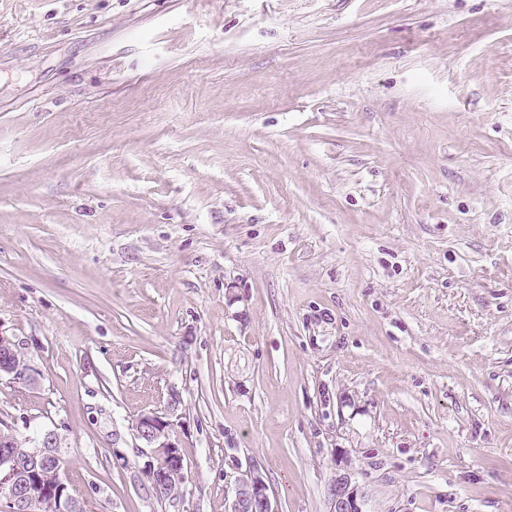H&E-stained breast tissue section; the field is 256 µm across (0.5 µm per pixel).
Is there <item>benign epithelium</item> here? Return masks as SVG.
<instances>
[{"label": "benign epithelium", "instance_id": "1", "mask_svg": "<svg viewBox=\"0 0 512 512\" xmlns=\"http://www.w3.org/2000/svg\"><path fill=\"white\" fill-rule=\"evenodd\" d=\"M11 382L32 381L26 360L16 357V344L0 336V378ZM135 437L142 441L138 467L141 485L161 493L162 485L175 476H183L184 458L173 437V422L156 412L141 414L132 425ZM0 431V512H82L86 498L61 479L50 482L45 473L51 469L62 475L68 459L62 452L60 437L54 429L42 432L29 447L16 439H4ZM269 484L253 465L240 473L231 489L227 512H277L272 505ZM330 512H365V492L352 481L347 471L336 476L330 488Z\"/></svg>", "mask_w": 512, "mask_h": 512}]
</instances>
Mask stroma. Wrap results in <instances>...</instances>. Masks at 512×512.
<instances>
[{
    "mask_svg": "<svg viewBox=\"0 0 512 512\" xmlns=\"http://www.w3.org/2000/svg\"><path fill=\"white\" fill-rule=\"evenodd\" d=\"M0 334L89 512H512V0H0ZM135 437L142 441L144 446L136 445L138 457L147 458L143 465L138 467L141 478V485L148 490L152 489L156 494H161L162 485L168 482L172 476L181 477L185 469L184 458L180 453L179 445L173 437V422L166 416L157 412H146L141 414L132 425ZM163 457L161 463L157 460ZM173 477L169 483L163 487L164 496L172 495L181 490V481ZM178 495L170 496L173 499L180 497ZM269 484L255 465L240 473L231 489L227 512H277L272 505ZM330 512H365V492L347 471L336 476L330 488Z\"/></svg>",
    "mask_w": 512,
    "mask_h": 512,
    "instance_id": "35a3bbf8",
    "label": "stroma"
}]
</instances>
